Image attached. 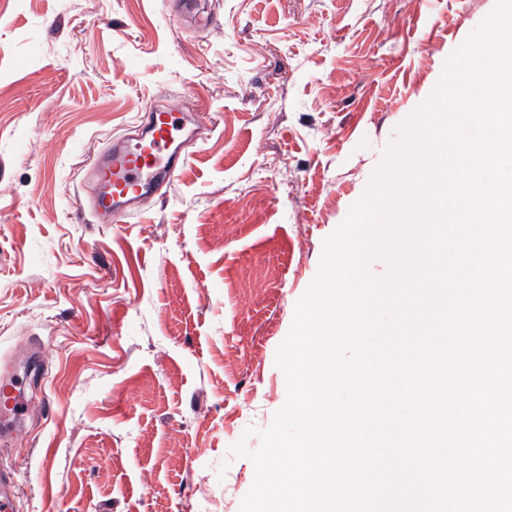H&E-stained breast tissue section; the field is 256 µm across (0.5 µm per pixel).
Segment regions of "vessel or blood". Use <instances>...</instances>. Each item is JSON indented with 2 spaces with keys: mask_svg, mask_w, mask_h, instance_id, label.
<instances>
[{
  "mask_svg": "<svg viewBox=\"0 0 512 512\" xmlns=\"http://www.w3.org/2000/svg\"><path fill=\"white\" fill-rule=\"evenodd\" d=\"M186 97H173L165 105H150L125 132L114 136L100 157L83 171L81 182L94 195L89 202L95 223L109 224L119 217L144 211L158 189L172 184L185 168L182 150L195 134ZM30 393L25 375L0 374V437H18L29 410ZM14 478L0 469V512H15Z\"/></svg>",
  "mask_w": 512,
  "mask_h": 512,
  "instance_id": "1",
  "label": "vessel or blood"
}]
</instances>
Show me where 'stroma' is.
Wrapping results in <instances>:
<instances>
[{"instance_id": "1", "label": "stroma", "mask_w": 512, "mask_h": 512, "mask_svg": "<svg viewBox=\"0 0 512 512\" xmlns=\"http://www.w3.org/2000/svg\"><path fill=\"white\" fill-rule=\"evenodd\" d=\"M494 3L0 0V369L46 355L17 512H240L323 241ZM178 93L185 169L93 223L82 169Z\"/></svg>"}]
</instances>
